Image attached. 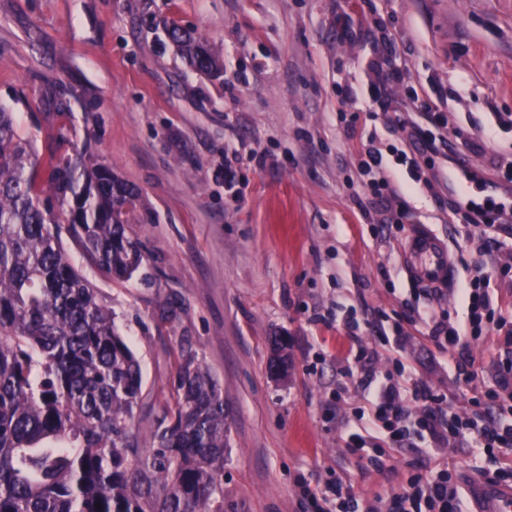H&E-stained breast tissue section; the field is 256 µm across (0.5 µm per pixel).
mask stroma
I'll list each match as a JSON object with an SVG mask.
<instances>
[{
  "label": "stroma",
  "instance_id": "35a3bbf8",
  "mask_svg": "<svg viewBox=\"0 0 512 512\" xmlns=\"http://www.w3.org/2000/svg\"><path fill=\"white\" fill-rule=\"evenodd\" d=\"M178 25L224 63L217 78L191 69L166 35ZM0 106L46 160L91 154L140 194L141 245L131 279L107 280L69 234L62 247L98 288L138 358L145 404L168 398L175 365L190 351L219 381L230 446L224 512H314L300 482L336 476L358 499L389 498L419 464L451 465L464 486L494 472L472 443L411 437L385 470L346 450L368 424L342 325L354 316L378 377L406 391L425 385L449 413L484 409L495 331L472 346L479 378L457 382V354L409 326L403 349L386 338L398 314L432 304L464 316L457 293L428 301L406 277L404 225L452 240L457 283L483 266L512 314V227L474 225L440 171L423 184L398 160L408 144L394 111L443 114L438 130L474 172L469 205L512 207V183L490 163L512 154V0H0ZM486 140L474 151L470 140ZM372 144L402 186L403 225L364 187L359 151ZM241 163L224 185V151ZM281 355L285 371L272 373Z\"/></svg>",
  "mask_w": 512,
  "mask_h": 512
}]
</instances>
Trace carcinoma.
<instances>
[{"label": "carcinoma", "mask_w": 512, "mask_h": 512, "mask_svg": "<svg viewBox=\"0 0 512 512\" xmlns=\"http://www.w3.org/2000/svg\"><path fill=\"white\" fill-rule=\"evenodd\" d=\"M167 35L194 70L220 74L201 41L175 25ZM48 165L57 213L42 206L30 141L0 108V512H224L219 381L181 354L140 441L139 362L60 245L65 229L106 278L129 280L139 192L100 165L77 188L78 161L66 154L50 152Z\"/></svg>", "instance_id": "cac0c4a2"}]
</instances>
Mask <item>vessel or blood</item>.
I'll return each mask as SVG.
<instances>
[{
    "mask_svg": "<svg viewBox=\"0 0 512 512\" xmlns=\"http://www.w3.org/2000/svg\"><path fill=\"white\" fill-rule=\"evenodd\" d=\"M401 262L407 278L425 288H453L457 261L447 240L428 225H411L401 248ZM473 493L486 512H512V488L488 484L475 486Z\"/></svg>",
    "mask_w": 512,
    "mask_h": 512,
    "instance_id": "obj_1",
    "label": "vessel or blood"
}]
</instances>
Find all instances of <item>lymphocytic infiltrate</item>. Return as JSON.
<instances>
[{
  "label": "lymphocytic infiltrate",
  "mask_w": 512,
  "mask_h": 512,
  "mask_svg": "<svg viewBox=\"0 0 512 512\" xmlns=\"http://www.w3.org/2000/svg\"><path fill=\"white\" fill-rule=\"evenodd\" d=\"M441 115L429 112L424 123H417L401 115L395 122L396 128L405 132L410 145V153L404 162L413 171H420L421 161L428 155L448 157L454 150L445 140L436 139L432 132L440 124ZM490 279L483 272H476L458 290L460 301L465 309L463 319L454 320L450 315L435 318L430 306L413 307L411 319L426 324L428 337L436 347H449L460 350L465 368L462 372L464 383L477 380L478 374L471 370V342L490 330L500 327L497 315L498 306L489 287ZM348 331V341L357 345L355 355L360 366V375L370 385V407L372 413L370 435L350 433L348 447L350 453L367 452L368 461L375 469H383V458L391 447L410 432L409 414L404 407L403 387L392 378L377 380L373 370V355L362 349V338L357 321L344 323ZM413 396L422 404L424 411L418 423L421 431L427 433L434 443L447 441L449 432L465 431L467 436L483 444L485 452H492L498 445L512 447V422L500 423L493 419L483 423L472 421H449L440 407V397L426 387L415 388ZM332 494L320 512H475V502L464 492L458 479L452 478L449 468L428 469L423 474L410 477L398 492L389 499H376L374 503L360 506L348 482L336 479L328 486Z\"/></svg>",
  "instance_id": "1"
}]
</instances>
